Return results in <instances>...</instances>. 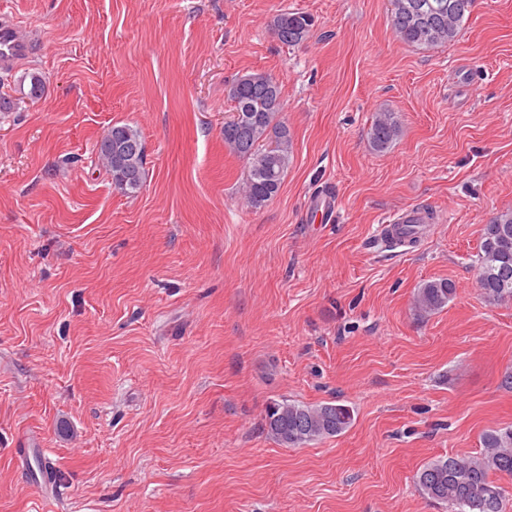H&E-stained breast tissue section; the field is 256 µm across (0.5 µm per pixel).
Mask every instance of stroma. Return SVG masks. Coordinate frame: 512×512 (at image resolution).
I'll use <instances>...</instances> for the list:
<instances>
[{
    "label": "stroma",
    "instance_id": "1",
    "mask_svg": "<svg viewBox=\"0 0 512 512\" xmlns=\"http://www.w3.org/2000/svg\"><path fill=\"white\" fill-rule=\"evenodd\" d=\"M283 9L314 17L304 42L274 35ZM390 9L0 0L40 33L0 89V512H447L417 471L512 426V303L483 299L475 263L512 210V0L434 47L397 40ZM256 71L293 157L252 210L224 121ZM381 110L402 134L378 153ZM115 123L145 144L133 195L96 162ZM413 207L435 215L415 247L377 244ZM438 278L454 297L418 317ZM284 398L353 423L280 446L261 419ZM455 285L448 279L426 281L416 291L412 308L419 316L441 311L455 295Z\"/></svg>",
    "mask_w": 512,
    "mask_h": 512
}]
</instances>
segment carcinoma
Masks as SVG:
<instances>
[{
    "instance_id": "obj_1",
    "label": "carcinoma",
    "mask_w": 512,
    "mask_h": 512,
    "mask_svg": "<svg viewBox=\"0 0 512 512\" xmlns=\"http://www.w3.org/2000/svg\"><path fill=\"white\" fill-rule=\"evenodd\" d=\"M466 0H390L391 29L395 38L416 46L448 43L460 34L471 10ZM313 26L304 12L282 10L274 17V34L287 44L304 41ZM234 103L232 119L224 123V145L242 159L247 175L240 186L244 203L259 209L280 192L293 153L288 125L278 120L282 111L281 87L271 75L254 72L239 77L229 88ZM396 113H375L369 144L379 153L399 137ZM145 145L140 132L128 124L104 131L98 163L125 194H135L145 180ZM477 287L489 303L512 302V210L493 216L484 225L477 254ZM455 285L438 279L423 283L412 308L420 316L442 310L455 295ZM353 412L334 401L304 404L273 400L265 408L263 433L279 445L300 447L334 437L352 424ZM501 476L512 477V426L489 430L476 455H454L428 462L416 475V487L426 498L448 505V512H502Z\"/></svg>"
}]
</instances>
